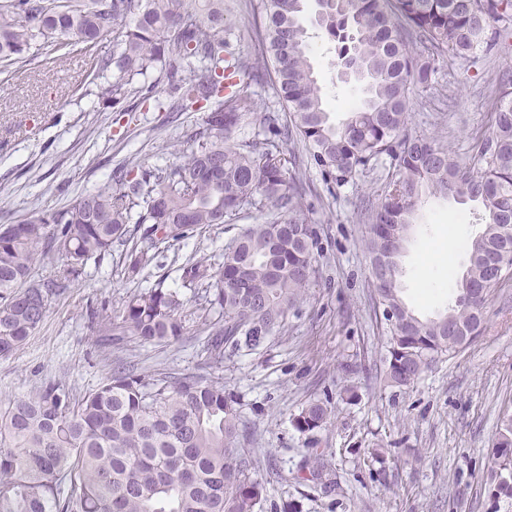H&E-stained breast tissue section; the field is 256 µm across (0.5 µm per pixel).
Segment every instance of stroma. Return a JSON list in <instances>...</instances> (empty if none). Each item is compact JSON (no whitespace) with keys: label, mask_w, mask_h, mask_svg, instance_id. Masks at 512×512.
Returning a JSON list of instances; mask_svg holds the SVG:
<instances>
[{"label":"stroma","mask_w":512,"mask_h":512,"mask_svg":"<svg viewBox=\"0 0 512 512\" xmlns=\"http://www.w3.org/2000/svg\"><path fill=\"white\" fill-rule=\"evenodd\" d=\"M305 25L327 106L342 123L361 87L338 78L335 45L314 11ZM224 29L235 51L259 56L241 0H224ZM436 68L433 89L413 99L409 131L469 158L489 130L503 74L512 73V35L491 57L447 58ZM93 78L90 55L74 50L63 57L56 44L43 42L27 70L0 73V224L36 208L68 207L128 159L150 168L175 161L202 122L192 108L168 122L155 108L167 96L161 85L155 100L103 107ZM394 173L385 158L330 189L319 171L306 170L310 218L320 229L317 276L280 333L256 349L225 353L215 370L238 399L250 474L267 487L258 512H284L291 501L302 512H512L506 498L495 496L491 476L492 441L502 413H512V279L492 293L482 334L460 352L434 362L410 387L384 381L386 323L365 249L366 207L380 202ZM478 214L476 204L452 198L426 199L415 211L399 264L403 298L419 316L453 304V278L467 265L464 245L481 229ZM238 231L229 223L203 228L179 251L160 252L135 281L126 279L118 257L88 262L83 279L52 301L35 336L0 359V404L50 382L79 396L120 366L159 377L212 371L207 342L218 316L203 313L202 296L185 292V334L162 345L128 338L113 346L86 307L103 306L112 317L132 293L179 289L175 256L201 250L221 260ZM448 238L449 260L430 262L429 253ZM314 401L331 408L332 417L311 443L290 419ZM375 448L384 462L371 460ZM316 468L333 478L330 489L317 486Z\"/></svg>","instance_id":"obj_1"}]
</instances>
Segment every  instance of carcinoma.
I'll list each match as a JSON object with an SVG mask.
<instances>
[{
	"mask_svg": "<svg viewBox=\"0 0 512 512\" xmlns=\"http://www.w3.org/2000/svg\"><path fill=\"white\" fill-rule=\"evenodd\" d=\"M307 0L249 4L261 62L225 53L224 0H0V63L20 70L38 42L94 48L107 80L97 97L117 105L147 98L134 79L157 74L175 102L201 103L202 124L179 160L153 170L132 159L111 182L62 210H33L0 224V358L11 356L42 325L51 301L83 279L87 262L124 248L127 278L150 267L158 244L176 245L226 220L245 221L223 261L196 254L177 267L181 287L205 289L204 309L224 323L207 352L219 367L224 348L259 345L285 326L316 274L318 227L306 205L302 166L329 185L344 183L386 155L395 178L369 214L366 250L387 324L385 376L408 387L436 359L451 354L448 325L478 336L492 291L512 276V80L493 105L491 131L463 162L435 140L406 133L410 99L432 86L435 63L488 56L512 25V0H325L317 24L353 58L363 96L342 126L332 123L311 63L302 23ZM272 76L278 104L249 92ZM237 78L225 85L224 80ZM261 111V130L236 138L246 116ZM288 113L283 120L282 113ZM302 145L305 160L281 142ZM451 196L482 208L483 229L466 244V270L454 305L420 317L401 295L397 262L410 220L426 197ZM145 204L133 215L135 200ZM54 275H34L38 265ZM182 293L156 286L133 295L119 315L101 319L115 344L132 337L166 344L185 334ZM236 396L221 377L201 373L157 378L121 367L76 398L50 383L0 409V512H254L264 483L249 475L241 449ZM330 410L312 402L293 415L303 434L325 427ZM498 468L512 472V415L493 444Z\"/></svg>",
	"mask_w": 512,
	"mask_h": 512,
	"instance_id": "carcinoma-1",
	"label": "carcinoma"
}]
</instances>
